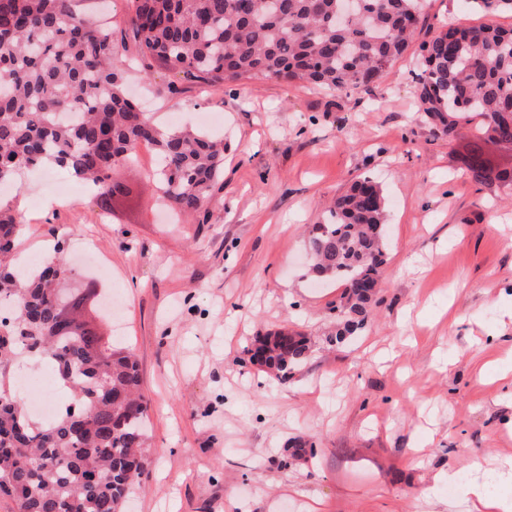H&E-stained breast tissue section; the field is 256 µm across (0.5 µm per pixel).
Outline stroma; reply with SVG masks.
I'll return each instance as SVG.
<instances>
[{"label":"stroma","mask_w":512,"mask_h":512,"mask_svg":"<svg viewBox=\"0 0 512 512\" xmlns=\"http://www.w3.org/2000/svg\"><path fill=\"white\" fill-rule=\"evenodd\" d=\"M111 27L133 95L163 120L213 129L225 144L220 205L173 216L144 158L116 177L132 202L103 212L60 169L18 175V251L100 267L79 283L105 339L132 350L150 402V466L127 512H466L471 465L512 467V186L466 175L469 132L435 137L413 94L422 42L483 18L427 0L405 55L369 90L331 93L264 78L161 95L137 67L130 0H77ZM369 176L388 204L386 263L366 328L343 344L341 285L313 282L308 229ZM310 339L288 382L250 360L259 336ZM459 470V482L438 480Z\"/></svg>","instance_id":"1"}]
</instances>
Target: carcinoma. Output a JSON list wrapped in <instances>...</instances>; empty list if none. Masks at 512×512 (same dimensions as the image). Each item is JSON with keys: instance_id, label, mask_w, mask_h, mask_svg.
I'll return each mask as SVG.
<instances>
[{"instance_id": "cac0c4a2", "label": "carcinoma", "mask_w": 512, "mask_h": 512, "mask_svg": "<svg viewBox=\"0 0 512 512\" xmlns=\"http://www.w3.org/2000/svg\"><path fill=\"white\" fill-rule=\"evenodd\" d=\"M74 0H0V184L50 162L94 187L101 210L132 190L112 172L153 143L156 182L181 213L207 211L224 189V140L162 126L130 100L115 67L112 31L91 22ZM336 25L339 0H131L127 25L143 72L221 87L247 77L306 82L333 91L369 89L410 46L423 0H358ZM469 11L512 13V0H463ZM414 96L435 137L476 132L467 164L480 184L512 185V170L484 158L485 145L512 148V28L444 25L421 44ZM386 205L363 178L336 200L306 247L315 280L342 284L336 331L341 343L367 323L376 303L369 283L385 262ZM24 224L0 208V498L11 512H122L146 473L148 402L131 350L104 342L83 314L86 295L60 293L66 262L24 276L13 262ZM264 373L288 380L309 352L306 337L270 333L258 340ZM51 360L72 399L40 427L13 390L21 357Z\"/></svg>"}]
</instances>
